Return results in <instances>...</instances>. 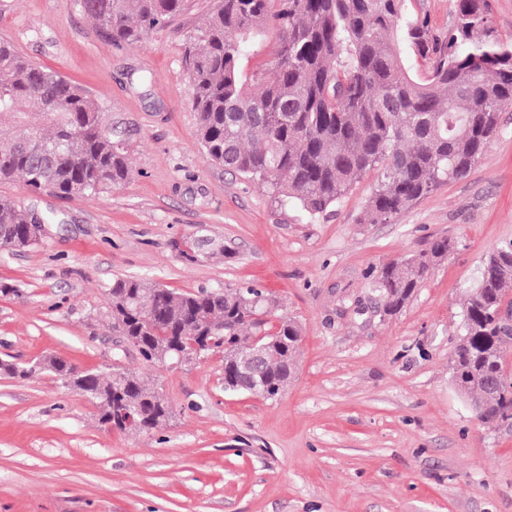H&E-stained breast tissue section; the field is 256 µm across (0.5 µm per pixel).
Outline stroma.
<instances>
[{"label":"stroma","mask_w":512,"mask_h":512,"mask_svg":"<svg viewBox=\"0 0 512 512\" xmlns=\"http://www.w3.org/2000/svg\"><path fill=\"white\" fill-rule=\"evenodd\" d=\"M109 43L77 0H0V39L86 87L129 144L133 172L100 198L0 196L54 216L39 244L0 250V361L56 355L152 378L173 416L147 433L104 428L83 395L42 372H0V512H512V422H482L452 378L463 301L512 242V108L471 172L379 224L362 221L377 172L309 218L211 163L195 137L179 30ZM221 246L190 262L173 241ZM442 236L457 248L387 316L370 272ZM176 291L253 283L302 327L298 368L277 400L224 391L216 354L150 367L112 331L114 277Z\"/></svg>","instance_id":"35a3bbf8"}]
</instances>
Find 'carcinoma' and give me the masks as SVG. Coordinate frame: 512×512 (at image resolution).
I'll use <instances>...</instances> for the list:
<instances>
[{
	"label": "carcinoma",
	"mask_w": 512,
	"mask_h": 512,
	"mask_svg": "<svg viewBox=\"0 0 512 512\" xmlns=\"http://www.w3.org/2000/svg\"><path fill=\"white\" fill-rule=\"evenodd\" d=\"M405 0H215L183 34L189 104L196 136L224 169L265 184L275 198L311 217L327 213L368 171H381L363 220L378 224L405 213L442 184L464 178L499 131L496 103L512 100V40L489 25L486 0H457L456 24L441 37L419 15L404 16ZM97 29L116 46L143 42L167 28L186 0H79ZM268 29L277 33L272 60L247 74L244 45ZM427 69L420 78L414 63ZM482 72L467 82L469 70ZM102 106L79 84L41 66L0 40V182L20 180L33 194L100 197L131 172L128 145L98 129ZM23 128L37 137L18 143ZM37 210L0 197V246L20 238ZM39 214V213H37ZM44 224L51 217L39 214ZM448 238L382 265L371 279L383 312L393 315L446 259ZM194 261L199 242L174 243ZM512 292V243L489 255L465 301L463 342L453 368L467 382L483 418L512 420V384L502 382L496 320ZM112 330L150 364L168 346L196 361L214 353L230 367L256 337L266 345L260 397L279 398L297 363L301 329L272 315L274 299L254 286L177 292L144 278L117 276ZM46 370L72 391L83 373L56 356ZM97 399L126 406L138 431L160 428L167 399L144 378L113 367L93 370Z\"/></svg>",
	"instance_id": "carcinoma-1"
}]
</instances>
